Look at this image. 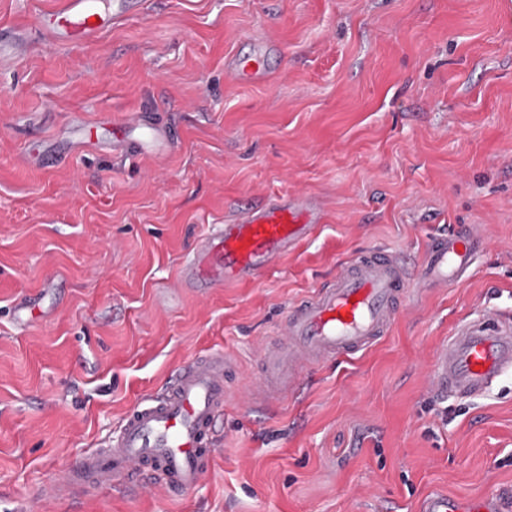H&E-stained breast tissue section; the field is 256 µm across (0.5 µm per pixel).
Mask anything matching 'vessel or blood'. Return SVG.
<instances>
[{"instance_id":"b4317fda","label":"vessel or blood","mask_w":512,"mask_h":512,"mask_svg":"<svg viewBox=\"0 0 512 512\" xmlns=\"http://www.w3.org/2000/svg\"><path fill=\"white\" fill-rule=\"evenodd\" d=\"M129 14L109 0H58L37 24L52 42H91ZM227 77L238 82L270 78L262 56L232 59ZM176 142L171 129L136 117L112 129V149L155 156ZM321 206L296 193L248 208L202 236L183 261L178 286L195 294L252 283L279 259L308 240L324 223ZM486 246L480 226L435 235L417 270L407 257L368 250L343 264L333 282L292 304L280 338L261 354L263 372L249 388L256 406L298 392L309 372L324 362L364 352L386 336L415 290L444 288L469 278ZM230 359L213 352L178 369L165 387L124 415L106 447L91 448L53 482L55 497L135 490L159 484L173 495L194 490L215 451V436L227 402ZM433 392L470 398L491 390L512 371V315L497 311L460 324L435 349L428 367ZM420 512H503L501 497L461 499L427 496Z\"/></svg>"}]
</instances>
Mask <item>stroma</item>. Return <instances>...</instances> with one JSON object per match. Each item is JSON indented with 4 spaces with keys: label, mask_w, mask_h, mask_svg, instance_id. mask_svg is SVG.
I'll return each instance as SVG.
<instances>
[{
    "label": "stroma",
    "mask_w": 512,
    "mask_h": 512,
    "mask_svg": "<svg viewBox=\"0 0 512 512\" xmlns=\"http://www.w3.org/2000/svg\"><path fill=\"white\" fill-rule=\"evenodd\" d=\"M56 0H0L30 34L0 57V512H415L424 496L512 503V373L440 400L427 360L464 320L512 312V0H143L79 46L32 33ZM272 42L273 77L224 76ZM172 127L160 157L113 154L112 124ZM82 118L95 146L66 129ZM65 152L22 163L35 142ZM319 196L314 238L259 281L168 307L196 238L275 195ZM485 228L466 282L412 299L387 336L265 409L241 396L289 305L370 249L418 262ZM42 293L51 315L9 311ZM224 352L231 397L200 486L42 496L184 363Z\"/></svg>",
    "instance_id": "stroma-1"
}]
</instances>
